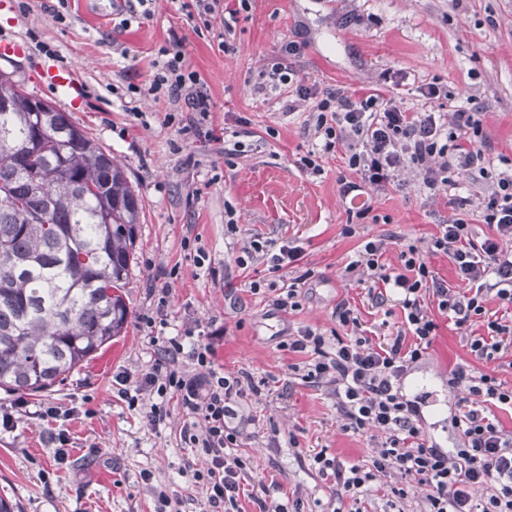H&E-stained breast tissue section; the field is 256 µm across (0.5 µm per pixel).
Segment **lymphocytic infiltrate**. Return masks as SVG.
<instances>
[{"instance_id": "obj_1", "label": "lymphocytic infiltrate", "mask_w": 512, "mask_h": 512, "mask_svg": "<svg viewBox=\"0 0 512 512\" xmlns=\"http://www.w3.org/2000/svg\"><path fill=\"white\" fill-rule=\"evenodd\" d=\"M250 0L229 7L223 0H181L180 10L203 21L219 19L225 32L234 31ZM299 45L280 49V60L261 71L263 86L293 85L298 100L312 101L316 151L300 159L311 174L323 172V156H340L347 169L339 179L343 198L360 199L356 218L372 211L366 189L386 191L399 186L405 171L419 180L426 198L447 199L455 214L438 225L431 239L433 252L447 255L455 266L457 286L436 278L424 255L413 243L403 245L399 267L381 261L384 239L367 240L347 272H359L370 281L367 292L374 307L395 303L403 321L385 345L374 346L364 336L358 312L349 302L336 305L341 332L325 335L305 326L289 337L292 353L310 354L302 379L312 386L328 385L337 418L344 432L373 434L377 440L370 460L343 464L318 453L320 471H332L337 497L358 501L381 475L395 472L405 481L393 494L404 497L407 488L424 487L425 512H512V430L493 415V408L512 409V386H506L484 368L512 349V324L487 318L486 303L497 299L512 307V164L496 168L480 139L482 114L459 107L437 110L442 96L437 84L418 86L421 106L396 95L403 85L399 72H385L379 82L357 93L339 87L318 92L316 87L293 83V59ZM152 80L146 90L154 100L185 103L196 125H205L213 102L200 75L186 63L185 40L171 36L151 64ZM484 187L480 218L489 231L476 239L466 213L471 197L460 195L462 179ZM453 320L467 338L469 357L448 374V385L461 388L452 416L457 445L445 452L436 448L425 431L419 407L402 392L409 369L425 359L435 338L438 316ZM183 336L169 338L158 349L141 388L159 396L175 393L185 412L181 435L190 447L201 449L208 460L202 479L213 512H242L238 503L245 468L238 453L241 432L232 427L234 406L246 398L252 379L248 374H227L215 368L208 346L185 350ZM190 352L199 371L188 374L181 363Z\"/></svg>"}]
</instances>
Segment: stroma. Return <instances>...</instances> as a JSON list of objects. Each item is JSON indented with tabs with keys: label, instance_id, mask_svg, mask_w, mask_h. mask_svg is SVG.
<instances>
[{
	"label": "stroma",
	"instance_id": "stroma-1",
	"mask_svg": "<svg viewBox=\"0 0 512 512\" xmlns=\"http://www.w3.org/2000/svg\"><path fill=\"white\" fill-rule=\"evenodd\" d=\"M57 0H7L0 9V42L20 41L23 55L0 58V72L33 97L69 111L120 162L143 205L135 260L127 288L132 319L125 336L112 342L71 378L51 391L28 395L0 390V496L15 512H153L159 492L178 512H208L206 489L193 474L206 468L203 454L180 439L185 415L164 401L168 416L159 427L146 419L153 398L132 405L116 378L136 390L157 353L153 338L190 329L212 349L215 367L247 372L257 395L240 402L239 427L247 466L239 502L259 512L251 493L266 486L270 499L299 501L301 512H421L425 489L393 500L398 475L381 478L361 502L337 500L332 477L314 461L318 452L347 463L366 460L369 439L344 434L326 391L309 387L292 364L301 355L285 349L290 334L304 326L336 329V305L357 306L375 342H386L400 326V309L372 307L367 284L345 274L361 243L388 236L382 256L398 266L400 244L425 253L437 277L456 284L449 257L431 253L429 243L452 209L426 199L413 174L399 187L373 196V214L350 219L339 194L345 169L340 158L323 161L313 177L299 165L314 138L310 103L287 111L286 94L259 90L258 73L296 42L302 55L299 80L324 91L339 86L361 90L392 69L422 83H437L451 104L473 98L484 112L482 134L494 158L512 159V0H255L218 49L219 22L188 21L171 0H155L154 14L115 26L124 0H69L65 22H56ZM185 39L186 59L196 70L214 107L205 131H189V112L167 115L166 105L142 97L139 114L124 104L133 86L149 87V61L170 33ZM73 67L84 102L70 111L65 98L38 77L43 60ZM235 219L236 231L226 222ZM352 235H345V228ZM272 252L300 247L299 265L273 273L268 256L250 254L254 238ZM310 272L298 311L283 314L270 301L291 278ZM262 293L252 294L250 282ZM168 288L167 321L147 325L160 288ZM423 362L402 380L417 401L424 427L442 450L456 445L450 412L457 393L448 374L467 357L465 339L447 318ZM58 407L63 423L36 417L39 407ZM66 429L69 459L54 458L51 437Z\"/></svg>",
	"mask_w": 512,
	"mask_h": 512
}]
</instances>
